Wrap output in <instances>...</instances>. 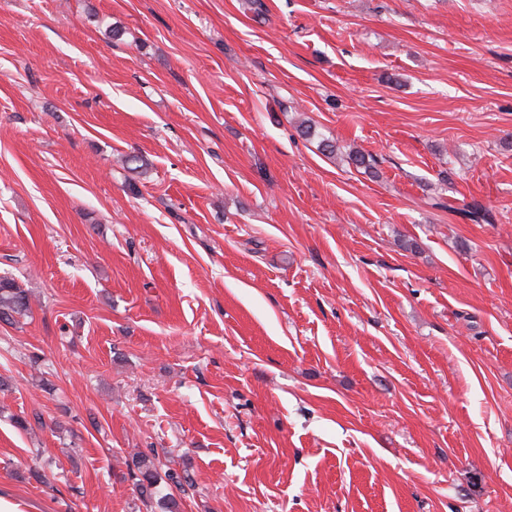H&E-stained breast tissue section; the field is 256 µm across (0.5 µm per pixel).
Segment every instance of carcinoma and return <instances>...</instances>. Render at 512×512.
Wrapping results in <instances>:
<instances>
[{
  "label": "carcinoma",
  "instance_id": "carcinoma-1",
  "mask_svg": "<svg viewBox=\"0 0 512 512\" xmlns=\"http://www.w3.org/2000/svg\"><path fill=\"white\" fill-rule=\"evenodd\" d=\"M463 214L476 224L492 223V215L481 203L474 201L463 210ZM31 312V297L28 290L7 276L0 277V322L11 324ZM129 478L134 480L140 499L145 505L158 504L162 512H178V502L162 488L193 486L189 474L182 475L166 471L160 472L156 464L155 449L139 451L132 456L129 465Z\"/></svg>",
  "mask_w": 512,
  "mask_h": 512
}]
</instances>
